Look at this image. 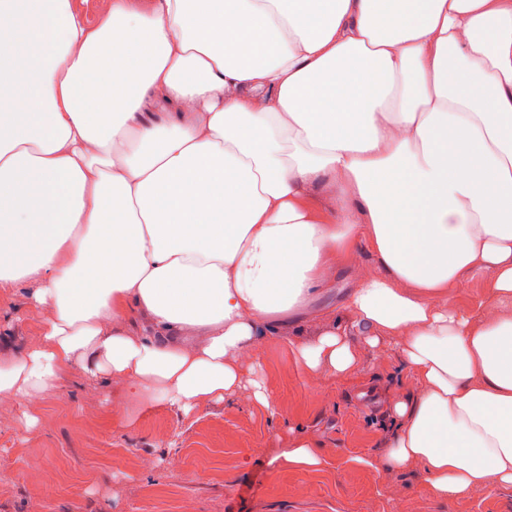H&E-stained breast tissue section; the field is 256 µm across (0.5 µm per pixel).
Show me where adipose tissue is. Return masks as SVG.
Wrapping results in <instances>:
<instances>
[{
  "label": "adipose tissue",
  "instance_id": "adipose-tissue-1",
  "mask_svg": "<svg viewBox=\"0 0 512 512\" xmlns=\"http://www.w3.org/2000/svg\"><path fill=\"white\" fill-rule=\"evenodd\" d=\"M364 247L379 273L295 362L343 375L398 337L387 466L512 487V0H110L93 25L0 0V288L35 283L47 326L0 397L77 363L141 404L223 399ZM475 272L482 316L448 299Z\"/></svg>",
  "mask_w": 512,
  "mask_h": 512
}]
</instances>
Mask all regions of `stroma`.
I'll return each instance as SVG.
<instances>
[{
  "label": "stroma",
  "mask_w": 512,
  "mask_h": 512,
  "mask_svg": "<svg viewBox=\"0 0 512 512\" xmlns=\"http://www.w3.org/2000/svg\"><path fill=\"white\" fill-rule=\"evenodd\" d=\"M361 249L298 328L313 340L338 320L346 292L377 274ZM31 285L0 288V361L40 348L45 324L29 312ZM290 332L264 337L240 388L190 412L160 393L138 407L124 381H90L80 365L37 400L0 399V512H512V487L438 498L418 464L384 467L395 404L411 389L399 341L362 347L357 369L312 375L293 360ZM315 442L321 464L274 462L293 439Z\"/></svg>",
  "instance_id": "35a3bbf8"
}]
</instances>
